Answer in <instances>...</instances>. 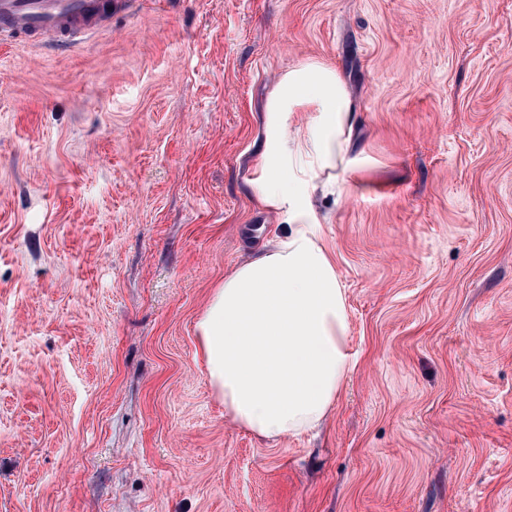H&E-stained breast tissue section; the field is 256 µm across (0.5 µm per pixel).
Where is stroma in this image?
I'll return each instance as SVG.
<instances>
[{"instance_id": "35a3bbf8", "label": "stroma", "mask_w": 512, "mask_h": 512, "mask_svg": "<svg viewBox=\"0 0 512 512\" xmlns=\"http://www.w3.org/2000/svg\"><path fill=\"white\" fill-rule=\"evenodd\" d=\"M0 46V512H512V0H109ZM337 66L317 196L357 364L274 443L195 323L286 228L245 179L279 73Z\"/></svg>"}]
</instances>
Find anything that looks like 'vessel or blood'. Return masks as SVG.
<instances>
[{
    "label": "vessel or blood",
    "instance_id": "b4317fda",
    "mask_svg": "<svg viewBox=\"0 0 512 512\" xmlns=\"http://www.w3.org/2000/svg\"><path fill=\"white\" fill-rule=\"evenodd\" d=\"M99 22L96 0H0V43L24 37L36 44L75 45Z\"/></svg>",
    "mask_w": 512,
    "mask_h": 512
}]
</instances>
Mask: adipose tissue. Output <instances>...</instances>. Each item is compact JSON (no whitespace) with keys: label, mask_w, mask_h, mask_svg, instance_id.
Here are the masks:
<instances>
[{"label":"adipose tissue","mask_w":512,"mask_h":512,"mask_svg":"<svg viewBox=\"0 0 512 512\" xmlns=\"http://www.w3.org/2000/svg\"><path fill=\"white\" fill-rule=\"evenodd\" d=\"M356 121L335 66L307 58L278 76L265 103L262 161L246 183L288 228L212 289L195 325L225 413L272 442L321 422L356 362L345 292L312 203L352 166Z\"/></svg>","instance_id":"ef3b65f1"}]
</instances>
